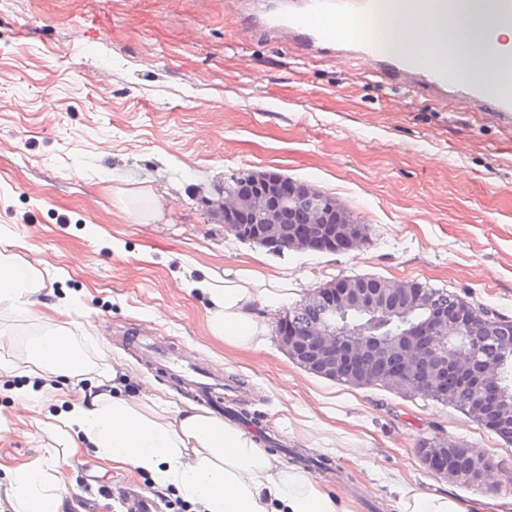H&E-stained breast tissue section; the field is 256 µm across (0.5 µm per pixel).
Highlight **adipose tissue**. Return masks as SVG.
Returning <instances> with one entry per match:
<instances>
[{"label": "adipose tissue", "mask_w": 512, "mask_h": 512, "mask_svg": "<svg viewBox=\"0 0 512 512\" xmlns=\"http://www.w3.org/2000/svg\"><path fill=\"white\" fill-rule=\"evenodd\" d=\"M490 0H455L447 17L427 24L416 41L393 30L386 43L393 53H432L435 36L447 32L459 47L456 63L480 70L492 83L512 89V60L496 62L485 52ZM42 287L30 263L0 252V307L20 313L37 310ZM212 304L211 329L225 344L246 351L263 349L268 316L287 302L288 279L257 265L236 263L209 271L197 284ZM28 357L41 378L86 374L88 367L71 337L47 333L35 338ZM51 441L36 460L0 461L8 480L6 496L14 512H63L66 487L58 469L60 452L74 455L91 447L98 459L149 474L160 486L172 485L198 512H350L349 499L322 487L306 471L283 465L258 447L247 432L194 407L171 409L154 399L151 408L103 392L90 404L71 402L60 424H47ZM397 512H465L447 493L402 489Z\"/></svg>", "instance_id": "1"}]
</instances>
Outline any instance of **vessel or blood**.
Returning <instances> with one entry per match:
<instances>
[{"instance_id": "1", "label": "vessel or blood", "mask_w": 512, "mask_h": 512, "mask_svg": "<svg viewBox=\"0 0 512 512\" xmlns=\"http://www.w3.org/2000/svg\"><path fill=\"white\" fill-rule=\"evenodd\" d=\"M496 18L485 39L487 54H496L499 44L495 30L512 25V0H494ZM385 0H284L281 10L266 14L263 32L269 38L288 35L306 53L327 50L344 51L353 59L369 65L375 73H403L413 80L429 83L442 90H452L473 104L493 105L500 119L512 124V96L487 85L478 72L457 71L452 63V49L440 46L432 59L417 55L390 57L380 45L386 37L378 18ZM448 0H401L399 21L408 35L434 13L447 10ZM141 357L165 377L196 391L200 396H220L224 382L220 375L196 365L177 348L140 342Z\"/></svg>"}]
</instances>
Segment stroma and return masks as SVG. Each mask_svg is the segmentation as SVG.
<instances>
[{
    "instance_id": "1",
    "label": "stroma",
    "mask_w": 512,
    "mask_h": 512,
    "mask_svg": "<svg viewBox=\"0 0 512 512\" xmlns=\"http://www.w3.org/2000/svg\"><path fill=\"white\" fill-rule=\"evenodd\" d=\"M269 170L335 196L370 229L343 254L275 256L224 232L201 204L230 173ZM0 247L34 265L47 308L0 310V456L39 457L49 417L90 401L97 379L53 380L32 411L29 343L72 336L122 394L192 398L137 360L125 339L181 347L247 388L258 426L330 469L353 512H394L392 484L447 486L465 507L512 512V445L461 410L309 374L276 336L226 348L210 330L207 272L263 254L305 298L340 276L417 280L512 318V127L432 86L374 76L288 39L267 40L224 0H0ZM68 306L70 316L54 313ZM467 442L496 484L466 487L424 467L427 438ZM59 468L65 512H127L126 495L175 487L87 451Z\"/></svg>"
}]
</instances>
